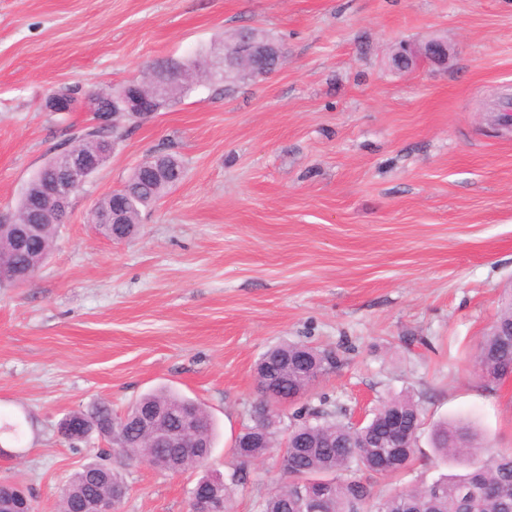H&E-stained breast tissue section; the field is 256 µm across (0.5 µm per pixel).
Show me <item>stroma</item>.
Returning a JSON list of instances; mask_svg holds the SVG:
<instances>
[{"mask_svg":"<svg viewBox=\"0 0 512 512\" xmlns=\"http://www.w3.org/2000/svg\"><path fill=\"white\" fill-rule=\"evenodd\" d=\"M243 26L281 43L262 80L202 82L126 125L73 197L26 284L0 288V482L58 512L92 438L58 433L99 400L122 412L167 386L202 402L212 471L258 512L277 450L232 454L258 399L255 364L302 342L338 365L309 396L348 415L408 395L427 423L465 421L512 448V382L487 386L474 357L512 289V130L489 102L512 88V0H0V214L89 112L47 111L78 83L109 90L147 66L220 48ZM438 39L443 64L395 68L402 41ZM172 145L182 181L135 234H99L92 212L149 152ZM405 473L375 492L461 472L433 466L429 432ZM120 512H187L199 471H122Z\"/></svg>","mask_w":512,"mask_h":512,"instance_id":"35a3bbf8","label":"stroma"}]
</instances>
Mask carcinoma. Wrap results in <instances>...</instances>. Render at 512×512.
Instances as JSON below:
<instances>
[{
	"instance_id": "obj_1",
	"label": "carcinoma",
	"mask_w": 512,
	"mask_h": 512,
	"mask_svg": "<svg viewBox=\"0 0 512 512\" xmlns=\"http://www.w3.org/2000/svg\"><path fill=\"white\" fill-rule=\"evenodd\" d=\"M198 61L173 63L179 69L170 84L165 103L181 99L189 90L188 78L195 73ZM175 183L158 180L138 167L133 168L123 186L105 198L97 210H108L112 203L132 193L134 197L124 213V223L112 226L98 225V231L108 238L122 240L132 235L141 222L142 213L152 208ZM58 225H45L44 233L24 247L11 241L12 230L0 226V267L21 266L37 270L50 254ZM475 363L479 377L486 382H498L512 368V344L502 336H484L478 346ZM335 366L330 356L300 343H284L268 350L256 368L257 387L265 393L277 383L286 395L306 394L318 378ZM157 407L171 413L169 423L181 426L182 412L190 408L195 413L196 425L192 436L211 449L215 442V424L195 400L161 388L145 394L124 413L112 410V403L103 400L80 416L110 419L119 423L133 420L144 408ZM312 407L303 405L289 415H282L286 425L297 428L289 435L286 455L282 457V472L292 479L288 488H276L259 503L260 512H309V506L300 493V482L308 478L326 479L332 483L331 497L324 504V512H512V450L495 448L484 441L471 425L445 421L436 424L430 432L437 461L458 460L464 464L462 474L444 475L427 485L412 486L387 496L373 492L371 478L392 477L410 469L416 448H388L379 436L382 420L394 413L401 415L406 427L421 431L425 418L418 405L407 395L383 401L372 417L356 429L346 420L341 408L325 409L311 415ZM260 427L256 420L243 427L233 445V455L244 464L263 457L269 448L280 444L279 429L261 436L253 434ZM133 447L121 448L119 453L129 461L145 458L156 452L169 454L171 448H143L142 428L126 426ZM97 469L91 463L75 472L66 487L87 494L109 496L117 488L125 487L120 474L107 468L108 483H94L88 472Z\"/></svg>"
}]
</instances>
